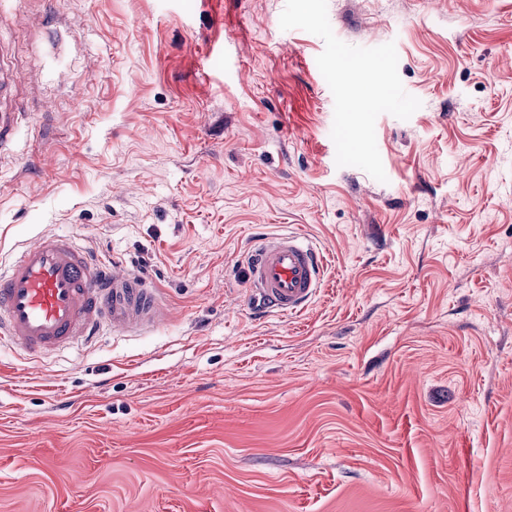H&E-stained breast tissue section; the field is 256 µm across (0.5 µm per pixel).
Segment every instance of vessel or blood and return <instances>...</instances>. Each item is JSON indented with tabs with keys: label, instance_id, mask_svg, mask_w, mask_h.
Instances as JSON below:
<instances>
[{
	"label": "vessel or blood",
	"instance_id": "b4317fda",
	"mask_svg": "<svg viewBox=\"0 0 512 512\" xmlns=\"http://www.w3.org/2000/svg\"><path fill=\"white\" fill-rule=\"evenodd\" d=\"M324 272L311 242L264 236L248 255L250 297L265 312L300 313L319 293ZM169 315L154 286L120 263L92 257L68 234L39 237L0 268L1 346L39 355L90 341L107 327H156Z\"/></svg>",
	"mask_w": 512,
	"mask_h": 512
}]
</instances>
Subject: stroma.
Returning a JSON list of instances; mask_svg holds the SVG:
<instances>
[{
  "label": "stroma",
  "mask_w": 512,
  "mask_h": 512,
  "mask_svg": "<svg viewBox=\"0 0 512 512\" xmlns=\"http://www.w3.org/2000/svg\"><path fill=\"white\" fill-rule=\"evenodd\" d=\"M4 112L0 263L172 315L0 347V512H512V0H0ZM288 232L325 285L262 317ZM248 255L252 302L262 311L294 315L304 310L322 287L321 251L294 234L265 235Z\"/></svg>",
  "instance_id": "1"
}]
</instances>
